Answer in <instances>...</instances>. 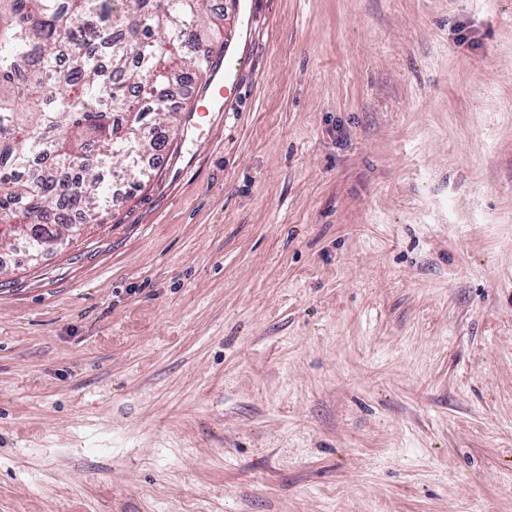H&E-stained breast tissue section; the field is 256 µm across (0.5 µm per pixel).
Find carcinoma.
Listing matches in <instances>:
<instances>
[{
  "mask_svg": "<svg viewBox=\"0 0 512 512\" xmlns=\"http://www.w3.org/2000/svg\"><path fill=\"white\" fill-rule=\"evenodd\" d=\"M222 19L208 0H0V224L32 225L25 251L104 223L113 182L148 178Z\"/></svg>",
  "mask_w": 512,
  "mask_h": 512,
  "instance_id": "1",
  "label": "carcinoma"
}]
</instances>
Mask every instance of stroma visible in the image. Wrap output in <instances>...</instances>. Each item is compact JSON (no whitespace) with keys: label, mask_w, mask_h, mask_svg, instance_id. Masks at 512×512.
<instances>
[{"label":"stroma","mask_w":512,"mask_h":512,"mask_svg":"<svg viewBox=\"0 0 512 512\" xmlns=\"http://www.w3.org/2000/svg\"><path fill=\"white\" fill-rule=\"evenodd\" d=\"M221 2L234 109L0 249V512H512V0Z\"/></svg>","instance_id":"1"}]
</instances>
